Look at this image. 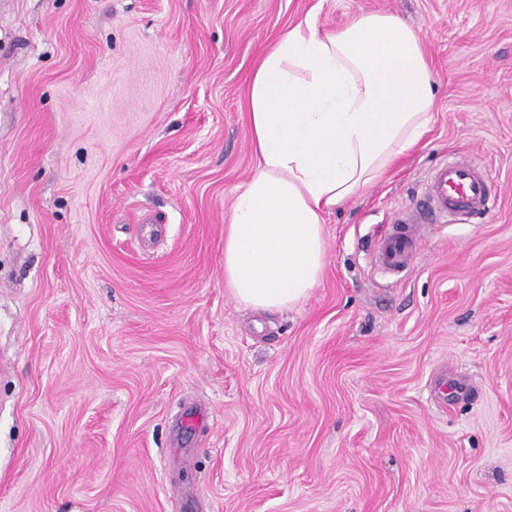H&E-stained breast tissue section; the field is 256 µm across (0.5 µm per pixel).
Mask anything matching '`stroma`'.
Segmentation results:
<instances>
[{
  "label": "stroma",
  "mask_w": 512,
  "mask_h": 512,
  "mask_svg": "<svg viewBox=\"0 0 512 512\" xmlns=\"http://www.w3.org/2000/svg\"><path fill=\"white\" fill-rule=\"evenodd\" d=\"M374 11L421 37L431 123L326 215L308 297L253 310L251 71ZM453 154L494 206L381 274ZM0 512H512V0H0Z\"/></svg>",
  "instance_id": "35a3bbf8"
}]
</instances>
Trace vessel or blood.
Returning a JSON list of instances; mask_svg holds the SVG:
<instances>
[{
  "label": "vessel or blood",
  "mask_w": 512,
  "mask_h": 512,
  "mask_svg": "<svg viewBox=\"0 0 512 512\" xmlns=\"http://www.w3.org/2000/svg\"><path fill=\"white\" fill-rule=\"evenodd\" d=\"M495 199V183L484 167L462 157L437 166L427 176L416 203L401 213L391 234L379 243L378 269L388 275L404 272L418 255L420 226L447 223L452 214L488 212Z\"/></svg>",
  "instance_id": "1"
}]
</instances>
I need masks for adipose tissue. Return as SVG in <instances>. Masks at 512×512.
<instances>
[{"mask_svg": "<svg viewBox=\"0 0 512 512\" xmlns=\"http://www.w3.org/2000/svg\"><path fill=\"white\" fill-rule=\"evenodd\" d=\"M433 84L420 37L386 12L337 30L306 16L258 60L249 95L258 165L224 236V282L240 302L279 311L316 286L324 215L423 137Z\"/></svg>", "mask_w": 512, "mask_h": 512, "instance_id": "1", "label": "adipose tissue"}]
</instances>
